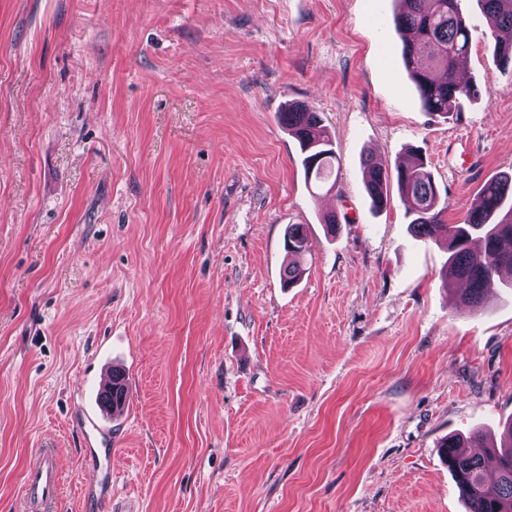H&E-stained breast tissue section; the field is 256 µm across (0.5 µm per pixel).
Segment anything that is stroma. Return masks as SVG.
<instances>
[{"label":"stroma","mask_w":512,"mask_h":512,"mask_svg":"<svg viewBox=\"0 0 512 512\" xmlns=\"http://www.w3.org/2000/svg\"><path fill=\"white\" fill-rule=\"evenodd\" d=\"M459 5L480 94L444 119L395 0H0V512L47 445L59 512H466L439 446L512 420V291L465 308L445 245L398 192L375 210L362 167L418 148L450 224L512 171V70ZM293 101L333 136V191L305 180ZM109 364L107 497L72 418ZM285 247L292 261L288 266V283L297 279L303 272L301 262L310 252L307 230L304 224L288 225L284 236ZM118 373V374H117ZM112 376L115 379L114 382H118V386L123 387V399L118 401V403H112V399L114 401L115 393H114V384L112 385ZM125 376L122 373L114 372L112 374V370L108 372L105 376L103 385L101 386V410L114 415L122 414L125 412L126 408V388H125ZM125 389V390H124Z\"/></svg>","instance_id":"obj_1"}]
</instances>
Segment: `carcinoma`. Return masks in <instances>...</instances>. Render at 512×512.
I'll return each mask as SVG.
<instances>
[{
	"label": "carcinoma",
	"instance_id": "1",
	"mask_svg": "<svg viewBox=\"0 0 512 512\" xmlns=\"http://www.w3.org/2000/svg\"><path fill=\"white\" fill-rule=\"evenodd\" d=\"M396 29L403 34L402 63L413 81L423 111L448 116L461 111L462 100L478 95L471 84L456 76L458 61L471 45V25L461 14L458 0H397ZM492 34L499 66L512 67V0H480ZM280 123L299 143L304 175L315 183L329 178L336 152L319 113L304 103H290L280 113ZM365 188L373 205H387L391 182L411 202L410 231L424 240L443 241L455 278L465 283L461 300L478 309L488 289L512 288V174L484 184L461 224H448L433 175L421 153L408 149L394 171L363 160ZM285 247L291 257L288 281L297 279L301 262L310 252L305 225H288ZM468 442L483 449L480 454L462 451V440L450 437L441 445L467 503L468 512H512V424L505 426L501 445H489L475 433Z\"/></svg>",
	"mask_w": 512,
	"mask_h": 512
}]
</instances>
